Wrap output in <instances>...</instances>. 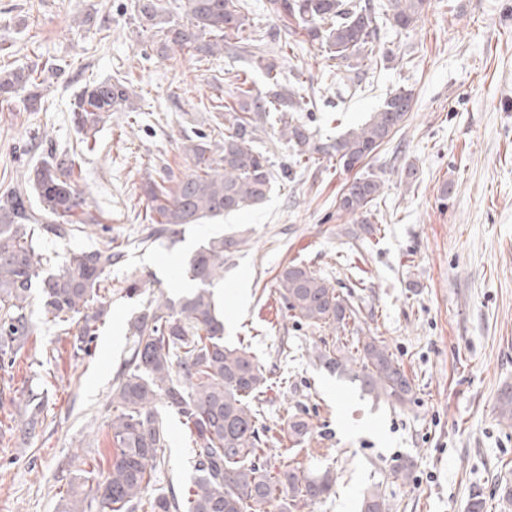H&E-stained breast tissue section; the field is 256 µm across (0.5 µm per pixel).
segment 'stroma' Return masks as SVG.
<instances>
[{"label": "stroma", "instance_id": "35a3bbf8", "mask_svg": "<svg viewBox=\"0 0 512 512\" xmlns=\"http://www.w3.org/2000/svg\"><path fill=\"white\" fill-rule=\"evenodd\" d=\"M246 4L281 82L302 80L313 107L299 118L318 140L364 123L390 92L412 90L405 122L367 164L384 183L366 218L374 235L361 234L360 216L337 211L355 171L326 158L295 166L273 114L259 123L254 145L274 172L292 168L288 182H276L260 205L139 247L140 184L192 172L184 145L212 130L213 97L232 101L226 73L250 71L262 94L270 89L264 74L251 71L249 55L233 42L206 59L161 58L139 33L131 0H0V69L57 71L40 111L0 107V192L48 151L80 150L72 109L86 83L124 75L137 107L132 122L113 112L95 150L83 152L78 185L97 224L39 242L52 272L73 249L99 248L112 237L129 248L106 275L110 311L89 354L74 351V330L42 318L40 290H31L35 332L13 364L0 366V512H61V494L83 462L107 468L114 447L106 406L142 308L141 299L124 296L126 282L141 277L151 293L177 297L194 286L189 257L221 235L243 240L225 256L219 283L224 342L247 346L271 378L264 413L273 456L289 446V414L302 412L312 424L297 460L337 477L335 494L316 512H356L376 483L390 512H466L477 488L486 512H512L499 499L500 485H512V424L496 409L512 388V0H430L408 29L381 26L378 45L393 57L369 63L356 90L319 45L269 15L267 0ZM293 262L351 297L357 335L386 341L414 382L416 404L375 401L320 364L316 353L331 330L287 317L276 293L278 274ZM32 393L44 406L31 435L24 403ZM163 416L167 448L152 495L180 490L193 477V438L177 414ZM400 459L413 462L411 480L392 476Z\"/></svg>", "mask_w": 512, "mask_h": 512}]
</instances>
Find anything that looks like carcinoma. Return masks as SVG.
<instances>
[{"label":"carcinoma","mask_w":512,"mask_h":512,"mask_svg":"<svg viewBox=\"0 0 512 512\" xmlns=\"http://www.w3.org/2000/svg\"><path fill=\"white\" fill-rule=\"evenodd\" d=\"M283 22L295 23L307 40L320 45L336 66L360 70L378 56L377 20L369 0H267ZM427 0H387V20L407 29L425 11ZM187 21L166 16L158 0H135L133 19L139 32L160 36V53L175 50L204 57L224 50L235 39L250 49L255 67L272 84L269 93L255 94L239 83L240 107L224 106L217 125L229 122L223 140L201 134L185 146L194 170L174 181L149 180L141 187L145 221L150 224L140 243L175 238L188 224L219 218L262 202L276 177L269 159L252 146L255 128L250 113L308 112L309 102L294 88L279 90L278 65L262 54L241 0H184ZM47 78L17 66L0 69V105L22 98L29 112L40 110L39 88ZM413 93L390 94L370 120L332 143H316L305 124L289 117L280 130L296 161L315 163L336 158L346 170L362 167L404 122ZM118 109L135 110L129 87L121 78L85 86L72 120L85 149L96 143L105 118ZM80 154H54L28 170L24 182L0 194V362L14 363L33 333L29 313L31 288H41L46 317L60 325H76L74 348L89 352V344L109 309L105 275L122 254V246L107 241L94 250H72L56 273L44 274L47 259L39 251L41 235L70 238L98 220L87 210L75 168ZM383 181L365 171L343 189L337 210L363 215L376 205ZM242 240L214 238L189 258L191 280L198 287L174 301L162 294L147 305L132 324L131 356L112 387L114 412L109 420L115 447L108 469L87 471L84 490L74 485L62 512H302L335 493L332 471H306L283 458L276 467L266 456L260 396L271 387L266 369L247 348L224 345V318L209 286L224 278V256L237 251ZM278 295L287 314L299 323L327 326L336 332L316 358L329 371L348 376L366 395L393 407L415 403L413 381L397 356L378 336H352L349 323L357 308L330 283L305 266L290 264L277 278ZM175 412L194 436L193 487L183 495H146L166 448L164 420L158 406ZM31 418L25 430L36 432L42 399L28 396ZM287 434L300 444L311 436L310 423L300 413L288 416ZM359 512H390L385 491L364 492Z\"/></svg>","instance_id":"cac0c4a2"}]
</instances>
